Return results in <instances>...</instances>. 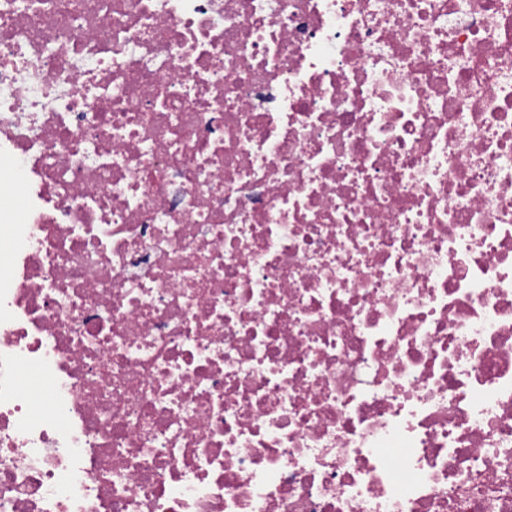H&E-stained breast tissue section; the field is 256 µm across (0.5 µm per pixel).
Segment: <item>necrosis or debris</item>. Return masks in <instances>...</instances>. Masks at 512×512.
Instances as JSON below:
<instances>
[{
	"label": "necrosis or debris",
	"instance_id": "obj_1",
	"mask_svg": "<svg viewBox=\"0 0 512 512\" xmlns=\"http://www.w3.org/2000/svg\"><path fill=\"white\" fill-rule=\"evenodd\" d=\"M0 224V512H512V0H0Z\"/></svg>",
	"mask_w": 512,
	"mask_h": 512
}]
</instances>
